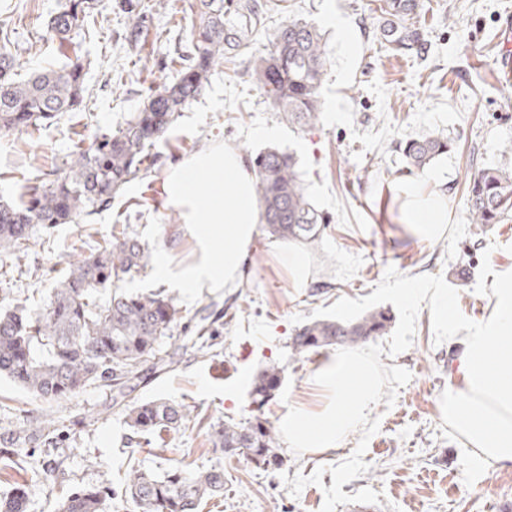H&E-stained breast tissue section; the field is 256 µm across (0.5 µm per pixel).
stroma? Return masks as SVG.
Here are the masks:
<instances>
[{"instance_id":"obj_1","label":"stroma","mask_w":512,"mask_h":512,"mask_svg":"<svg viewBox=\"0 0 512 512\" xmlns=\"http://www.w3.org/2000/svg\"><path fill=\"white\" fill-rule=\"evenodd\" d=\"M425 55L388 53L377 31L378 0H286L273 11L254 46L269 45L288 19L314 22L326 42L328 64L315 128L281 122L249 71L241 50L215 71L205 89L159 140L157 161L131 181L110 205L86 219L33 228L22 260L0 254V304L49 302L69 260L89 253L127 228L153 256L171 251L190 261L194 246L179 230V211L167 203V170L206 144L228 145L248 157L276 149L298 161L303 186L332 222L310 249L307 282L294 286L276 248L285 239L258 229L247 255L248 274L235 288L175 293L182 320L164 339L174 371L150 377L135 391L144 400L185 406L194 425L150 444L128 445L131 430L112 393L89 387L64 402L33 396L0 379V440L23 438L34 453L19 465L0 455V499L18 486L26 512H54L57 502L84 488L105 487L106 512H136L125 494L130 468L163 472L178 462L192 468L224 467L223 496L203 501L198 512H512V469L487 468L464 448L437 409L448 387L449 337L465 336L484 316L500 271L512 266V219L472 238L467 183L479 169H512V85L502 83L495 59L500 30L512 16V0H421ZM58 0H0V20L19 18L10 49L20 73L74 59L86 65V107L59 121L0 135V200L20 202L37 176L62 170L82 142L115 132L137 112L147 88L172 79L164 62L196 23L195 0H166L144 29L137 48L124 39L125 18L103 8L107 20L69 42L49 38L44 25ZM272 137H265V130ZM422 129L451 137L448 154L423 171L401 173L397 140ZM422 187L439 196L448 213L441 237L420 242L395 227L398 186ZM469 266L468 277L457 274ZM447 292L459 315L449 329L430 303L397 299L399 286ZM389 311L392 323L359 353L376 367L380 390L366 425L341 447L292 448L279 436L287 463L276 471L255 468L245 456L214 450L206 424L248 421L250 390L266 365L283 370L276 396L263 408L279 423L304 381L322 363L293 356L296 329L322 317L342 320ZM223 312L215 349L183 350L203 316ZM41 413L68 433L59 447L28 438L25 417ZM58 462L50 475L34 468Z\"/></svg>"}]
</instances>
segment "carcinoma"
Instances as JSON below:
<instances>
[{
	"label": "carcinoma",
	"mask_w": 512,
	"mask_h": 512,
	"mask_svg": "<svg viewBox=\"0 0 512 512\" xmlns=\"http://www.w3.org/2000/svg\"><path fill=\"white\" fill-rule=\"evenodd\" d=\"M101 0H60L46 22V32L64 43L71 33L97 26ZM277 7L273 0H197L199 24L190 46L173 52L167 67L172 80L148 88L139 112L117 132L81 145L54 178L28 187V199L0 204V253L20 259L26 254L32 229L40 224H67L108 206L126 185L150 168L153 146L179 112L195 100L213 71L224 65L265 27ZM111 8L125 14V39L139 43L149 5L114 0ZM384 16L380 35L394 56L426 51L419 21L420 0H380ZM16 57L0 49V133L23 132L50 123L83 105V62L57 69L44 67L18 79ZM327 66V50L318 28L290 19L271 45L257 47L250 57L253 79L263 95L291 127L312 128L319 122V95ZM396 152L404 167L421 171L448 152V141L430 130L399 142ZM255 193L267 231L316 247L330 220L310 202L302 187L295 157L269 150L256 158ZM468 212L473 235L512 217V173L485 167L470 179ZM152 253L126 229L96 243L89 254L68 263L48 304L32 311L21 305L0 307V376H6L38 397L65 401L88 386L104 391H134L145 380L142 367L156 373L172 370L174 361L162 341L181 319L171 296L150 292L128 294L119 282L145 270ZM113 288L111 300L100 305L99 288ZM391 322L384 310L355 321L316 319L302 325L291 338L293 354L304 356L332 346H357L386 333ZM212 323L196 325V336L183 344L202 349L213 346ZM283 370L269 365L253 382V402L264 406L276 395ZM127 424L136 435L179 431L192 422L183 406L162 400L132 399L125 405ZM31 434L54 448L67 434L39 415L26 417ZM209 441L226 455H244L258 468L279 470L287 459L278 452L274 427L260 416L248 423L228 420L211 427ZM138 512H196L205 498L224 494V469L192 470L177 464L156 474L131 470L126 485ZM111 492L105 488L79 490L57 512H106ZM0 512H26L24 493L0 500Z\"/></svg>",
	"instance_id": "obj_1"
}]
</instances>
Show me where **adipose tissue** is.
I'll return each instance as SVG.
<instances>
[{"label": "adipose tissue", "mask_w": 512, "mask_h": 512, "mask_svg": "<svg viewBox=\"0 0 512 512\" xmlns=\"http://www.w3.org/2000/svg\"><path fill=\"white\" fill-rule=\"evenodd\" d=\"M254 180L250 161L223 145L199 150L168 174L167 200L180 210V230L195 240L202 256L185 267L162 257L158 278L190 292L241 283L261 220ZM400 194L402 217L414 238L442 235L445 215L438 197L408 186ZM451 367L440 400L449 426L479 461L512 468V271L492 289L485 317L469 328ZM308 388L312 401L291 402L281 429L290 447L328 450L367 423L379 384L371 362L339 350L314 372Z\"/></svg>", "instance_id": "ef3b65f1"}]
</instances>
